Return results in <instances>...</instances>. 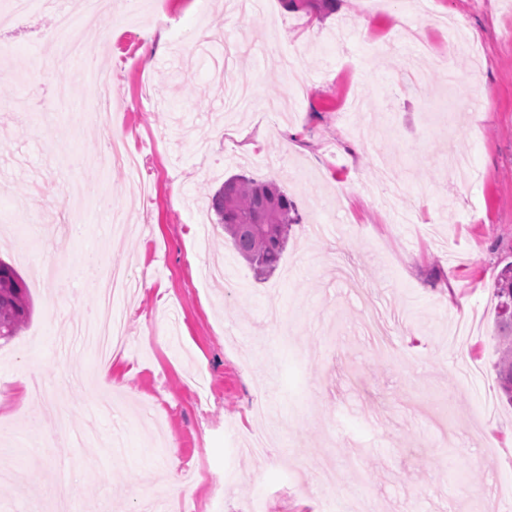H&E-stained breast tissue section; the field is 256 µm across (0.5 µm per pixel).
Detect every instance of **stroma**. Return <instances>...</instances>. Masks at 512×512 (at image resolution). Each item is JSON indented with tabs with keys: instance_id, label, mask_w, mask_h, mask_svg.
<instances>
[{
	"instance_id": "stroma-1",
	"label": "stroma",
	"mask_w": 512,
	"mask_h": 512,
	"mask_svg": "<svg viewBox=\"0 0 512 512\" xmlns=\"http://www.w3.org/2000/svg\"><path fill=\"white\" fill-rule=\"evenodd\" d=\"M169 3L172 26L149 2L79 31L94 46L112 29L100 71L113 128L148 161L146 196L100 164L95 87L42 41L54 13L0 32V259L32 303L0 343V455L37 492L65 463L71 512L152 497L170 512L183 498L199 512H512L494 297L512 263V0H335L315 31L284 0ZM400 14L416 42L396 35ZM452 24L453 83L431 61ZM407 70L425 94L399 90ZM234 174L276 182L302 217L263 279L209 209ZM107 184L128 232L99 204ZM104 247L137 285L112 305L126 384L97 409L93 381L65 369L95 368L74 327L96 305L81 271ZM50 249L59 259L42 261ZM26 377L59 384L67 424L32 417ZM261 433L264 454L244 451Z\"/></svg>"
}]
</instances>
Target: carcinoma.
<instances>
[{
	"instance_id": "1",
	"label": "carcinoma",
	"mask_w": 512,
	"mask_h": 512,
	"mask_svg": "<svg viewBox=\"0 0 512 512\" xmlns=\"http://www.w3.org/2000/svg\"><path fill=\"white\" fill-rule=\"evenodd\" d=\"M216 223L224 228L237 252L255 276L270 275L288 242L291 226L301 217L288 195L274 182L259 183L233 176L211 197ZM497 303L496 366L502 397L512 405V264L504 267L494 285ZM27 288L8 263L0 261V341L17 336L30 317Z\"/></svg>"
}]
</instances>
